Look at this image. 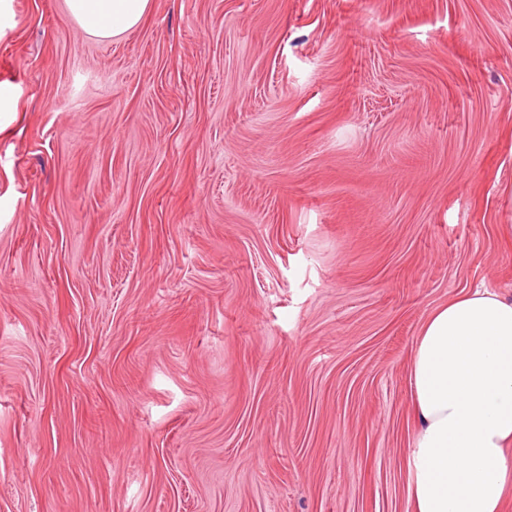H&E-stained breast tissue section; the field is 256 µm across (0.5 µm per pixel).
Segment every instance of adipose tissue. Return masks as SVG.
<instances>
[{
	"mask_svg": "<svg viewBox=\"0 0 512 512\" xmlns=\"http://www.w3.org/2000/svg\"><path fill=\"white\" fill-rule=\"evenodd\" d=\"M82 31L116 38L150 0H66ZM416 430L408 512H501L512 489V298L485 288L434 309L409 366Z\"/></svg>",
	"mask_w": 512,
	"mask_h": 512,
	"instance_id": "1",
	"label": "adipose tissue"
}]
</instances>
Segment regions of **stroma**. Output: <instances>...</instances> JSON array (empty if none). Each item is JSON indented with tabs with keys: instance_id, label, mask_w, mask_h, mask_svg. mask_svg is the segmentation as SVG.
<instances>
[{
	"instance_id": "stroma-1",
	"label": "stroma",
	"mask_w": 512,
	"mask_h": 512,
	"mask_svg": "<svg viewBox=\"0 0 512 512\" xmlns=\"http://www.w3.org/2000/svg\"><path fill=\"white\" fill-rule=\"evenodd\" d=\"M0 512H406L426 317L512 297V0H0ZM69 14L82 31L102 38H116L136 28L150 0H66Z\"/></svg>"
}]
</instances>
